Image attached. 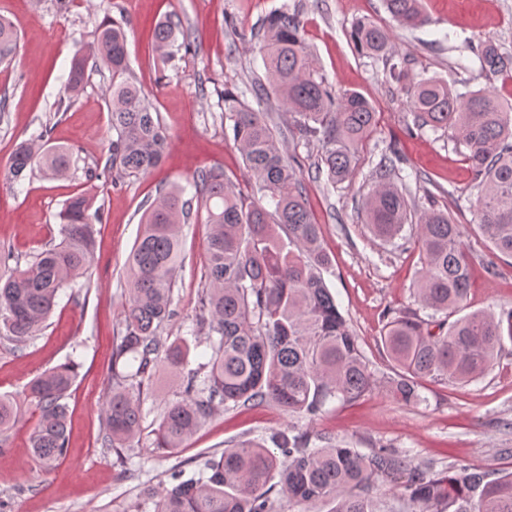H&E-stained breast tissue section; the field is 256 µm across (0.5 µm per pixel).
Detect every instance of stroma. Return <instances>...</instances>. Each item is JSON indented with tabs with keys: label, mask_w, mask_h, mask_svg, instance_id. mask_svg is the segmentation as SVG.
<instances>
[{
	"label": "stroma",
	"mask_w": 512,
	"mask_h": 512,
	"mask_svg": "<svg viewBox=\"0 0 512 512\" xmlns=\"http://www.w3.org/2000/svg\"><path fill=\"white\" fill-rule=\"evenodd\" d=\"M423 7L429 24L411 30L391 17L382 0H71L64 10L57 0H0V16L19 35L13 61L0 65V245L27 258L59 241L57 215L80 191L91 192L102 214L93 265L60 292L47 327L20 348L0 338V395L23 404L21 423L0 448V500L8 512H125L133 505L154 512L147 492L165 482L172 467L193 472L203 454L292 424V417L272 404L242 411L219 404L183 448L158 450L153 432L165 402L176 397L182 382L162 367L144 397L139 442L118 454L103 441L127 260L148 205L159 191L190 187L195 174L210 169L223 171L243 195L254 191L224 120L222 93L264 79L259 28L272 11H297L319 72L337 91L362 94L375 112V126L358 146L352 176L333 187L309 175L320 159V144L301 139L276 96L260 106L288 153L301 160L306 198L332 260L325 279L373 366L391 370L380 342L383 316L387 309L412 304L421 267L417 250L394 251L375 239L359 208L389 143L402 151L405 172L423 175L413 187L416 210L442 209L466 230L472 257L467 311L512 309V258L495 255L474 225L470 204L478 190L464 153L444 130L408 136L413 115L404 91L389 78L383 61L358 51L351 37L358 20L371 19L387 31L391 52L409 60L413 76L441 77L461 93L493 90L512 103V78L480 71L475 61L466 71L457 66L470 43L490 41L512 54V0H423ZM107 16L123 25L130 75L150 97L166 134L161 164L138 177L119 178L105 169L114 136L108 106L112 72L88 57L87 45ZM168 16L179 18L195 40L189 50H175L165 59L153 52L151 35L155 23ZM228 16L234 26L225 24ZM80 57L87 60L86 82L72 98L66 85L72 62ZM45 127L48 145L72 154L70 177L35 174L12 181L15 144ZM209 233L200 216L183 227L182 265L164 341L189 337L201 327ZM70 360L76 378L66 399L68 453L45 471L30 453L38 415L25 403L26 390L38 375ZM424 394L426 404L417 407L398 404L384 391L353 405L336 402L311 427L366 453L383 445L410 450L414 462L433 463L438 471L451 466L512 471V342H505L493 367L478 380L432 383ZM121 455L127 460L123 467L117 463ZM127 468L132 471L128 477L123 474Z\"/></svg>",
	"instance_id": "35a3bbf8"
}]
</instances>
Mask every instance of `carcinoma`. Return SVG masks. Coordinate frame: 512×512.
Returning a JSON list of instances; mask_svg holds the SVG:
<instances>
[{"mask_svg":"<svg viewBox=\"0 0 512 512\" xmlns=\"http://www.w3.org/2000/svg\"><path fill=\"white\" fill-rule=\"evenodd\" d=\"M404 27L428 23L422 0H383ZM358 48L370 56L389 52L385 32L371 22L353 28ZM192 34L181 22L155 25V50L172 56L175 43L186 47ZM18 34L0 19V62L13 59ZM264 66L268 84L224 93V119L242 153L260 198L246 201L222 172L194 178L199 208L211 227L208 282L199 304L207 315L208 357L185 370L191 351L180 337L162 344L158 334L171 317L172 291L180 267V226L188 223L192 200L184 190L163 191L149 204L127 262L128 298L121 329L112 347V395L105 409V445L117 453L141 434L144 391L161 365L183 373L181 395L160 413L154 443L176 450L213 414L214 403L250 409L273 403L290 416L315 419L335 401L355 403L384 388L407 406L427 402L428 382L467 384L495 362L504 341L512 342V310L477 311L459 317L471 280L464 228L431 208L412 219L414 197L400 176L404 157L395 146L383 154L372 178L374 187L362 208L373 237L419 252L421 269L414 299L430 314L411 306L387 312L381 343L393 375L379 380L372 363L342 315L325 280L331 265L321 227L307 205L297 173L298 157L286 155L257 102L277 94L307 141L321 144L314 178L336 185L354 170L357 148L371 131L374 112L357 92L336 94L317 70L297 15L271 13L264 24ZM90 55L112 70L109 109L112 140L109 165L118 176H140L161 161L166 137L145 92L124 78L126 33L106 17L93 32ZM480 69L512 74V55L485 42L471 48ZM390 76L405 81L416 129L450 130L466 149L475 185L476 227L499 254L512 258V104L493 93L459 94L444 79L408 78L405 63H390ZM86 60L73 62L67 91H80ZM414 129V130H416ZM408 129L409 134H414ZM38 140L18 143L9 172L15 181L39 169L54 177L70 168L68 151ZM92 198L71 197L59 213L61 239L34 256L27 266L9 249L0 250V337L23 345L50 318L58 293L89 269L94 258ZM15 266H10V262ZM76 366L61 364L35 378L28 398L39 411L30 453L44 470L68 451L67 393ZM22 409L0 396V443L21 421ZM279 454L255 440L240 441L219 455L207 456L198 474L173 468L168 485L149 494L154 512H284V506L334 504L331 512H394L377 493L375 478L400 480L397 500L406 512H512V472L497 477L481 468L464 473L435 472L415 464L406 451L382 446L364 454L330 437L291 425L271 436Z\"/></svg>","mask_w":512,"mask_h":512,"instance_id":"cac0c4a2","label":"carcinoma"}]
</instances>
